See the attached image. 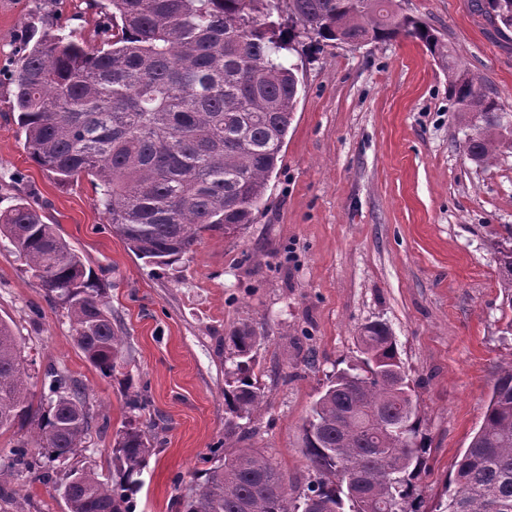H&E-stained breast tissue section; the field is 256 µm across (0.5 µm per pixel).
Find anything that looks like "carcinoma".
Returning <instances> with one entry per match:
<instances>
[{
    "instance_id": "cac0c4a2",
    "label": "carcinoma",
    "mask_w": 512,
    "mask_h": 512,
    "mask_svg": "<svg viewBox=\"0 0 512 512\" xmlns=\"http://www.w3.org/2000/svg\"><path fill=\"white\" fill-rule=\"evenodd\" d=\"M99 45L76 31L47 29L18 51L14 108L24 148L60 183L92 177L112 235L132 253L169 266L206 232L232 235L253 223L297 105L298 81L283 52L298 37L381 43L398 37L424 44L441 61L462 121L478 127L467 144L489 167L507 147L504 104L484 78L462 68L448 43L399 0H106ZM288 5L292 26L276 17ZM474 10L512 29V0H476ZM491 242L503 288L502 319L512 332V226ZM0 236L26 262L51 302L65 309L85 358L109 376L123 343L104 291L79 253L20 201L0 215ZM233 368L224 400L241 423L224 432L227 447L250 437L265 402L254 348L255 326L228 336ZM359 361L328 376L302 424V448L315 479L293 494L284 474L252 448L220 453L184 512H428L416 495L428 445L397 342L389 328H360ZM27 368L10 326L0 321V428L32 417ZM31 433L17 440L6 467L56 483L54 463L69 461L92 433L84 388L50 369ZM145 391L117 434L112 478L92 467L65 474L67 512H135L140 476L154 452ZM356 467L348 483L346 466ZM445 510L512 512V360L501 365L482 422L448 479ZM0 512H26L0 487Z\"/></svg>"
}]
</instances>
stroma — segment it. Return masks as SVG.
<instances>
[{
	"mask_svg": "<svg viewBox=\"0 0 512 512\" xmlns=\"http://www.w3.org/2000/svg\"><path fill=\"white\" fill-rule=\"evenodd\" d=\"M480 74L512 114V29L490 26L471 0H401ZM49 21L96 41L100 12L87 0H0V211L36 204L45 223L100 279L121 328V365L103 376L73 341L66 311L44 296L28 266L0 239V318L18 336L32 400L46 369L84 388L97 430L78 461L112 474V445L130 416L129 388L146 387L144 421L156 453L136 512H181L224 441L231 366L224 338L252 322L266 401L246 447L269 457L296 491L312 477L301 426L328 374L357 356L362 325L385 323L415 390L429 445L420 483L427 507L483 417L496 366L512 358L492 239L512 225V149L483 167L465 146L476 129L458 118L448 80L419 41L292 43L297 108L283 162L253 224L205 234L181 261L145 263L113 236L87 177L62 184L23 147L7 81L21 43ZM40 316H32V306ZM317 358L305 368L295 337ZM29 431L0 430V483L36 512H66L51 487L3 467Z\"/></svg>",
	"mask_w": 512,
	"mask_h": 512,
	"instance_id": "1",
	"label": "stroma"
}]
</instances>
